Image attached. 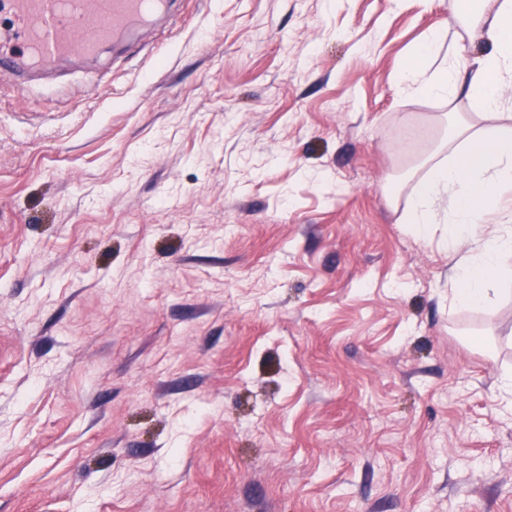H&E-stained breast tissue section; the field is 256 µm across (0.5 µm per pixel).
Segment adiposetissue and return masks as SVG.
Masks as SVG:
<instances>
[{"label":"adipose tissue","mask_w":512,"mask_h":512,"mask_svg":"<svg viewBox=\"0 0 512 512\" xmlns=\"http://www.w3.org/2000/svg\"><path fill=\"white\" fill-rule=\"evenodd\" d=\"M489 23L471 21V39L482 46L472 68L448 66L433 75L412 68L409 80H424L426 89L444 98L466 89L473 109L490 115L503 107L502 85L512 82V0H488ZM512 190V126L493 125L468 135L451 160L433 163L411 196L407 220L418 238L430 225L446 223L448 246L470 242L451 267L449 280L456 304L488 307L496 282L512 273V225L504 223L505 191Z\"/></svg>","instance_id":"1"}]
</instances>
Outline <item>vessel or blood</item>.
I'll return each instance as SVG.
<instances>
[{"label":"vessel or blood","mask_w":512,"mask_h":512,"mask_svg":"<svg viewBox=\"0 0 512 512\" xmlns=\"http://www.w3.org/2000/svg\"><path fill=\"white\" fill-rule=\"evenodd\" d=\"M170 0H0V77L14 80L58 58L94 56L149 25Z\"/></svg>","instance_id":"vessel-or-blood-1"}]
</instances>
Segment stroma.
Segmentation results:
<instances>
[{
    "label": "stroma",
    "mask_w": 512,
    "mask_h": 512,
    "mask_svg": "<svg viewBox=\"0 0 512 512\" xmlns=\"http://www.w3.org/2000/svg\"><path fill=\"white\" fill-rule=\"evenodd\" d=\"M448 0H177L0 78V512H512V280L406 224ZM64 81L68 90L55 91Z\"/></svg>",
    "instance_id": "35a3bbf8"
}]
</instances>
